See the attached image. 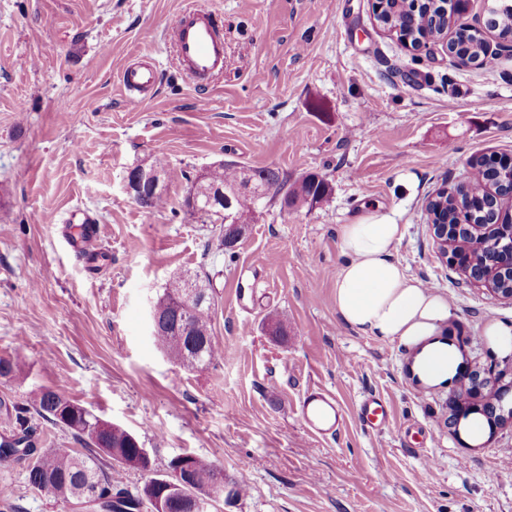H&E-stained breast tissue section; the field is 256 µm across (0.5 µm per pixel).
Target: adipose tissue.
I'll use <instances>...</instances> for the list:
<instances>
[{
  "label": "adipose tissue",
  "instance_id": "adipose-tissue-1",
  "mask_svg": "<svg viewBox=\"0 0 512 512\" xmlns=\"http://www.w3.org/2000/svg\"><path fill=\"white\" fill-rule=\"evenodd\" d=\"M402 227L366 217L341 227L348 262L336 274L334 302L342 320L357 331L415 350L427 380L442 379L453 355L439 345L448 320V298L409 281L392 259Z\"/></svg>",
  "mask_w": 512,
  "mask_h": 512
}]
</instances>
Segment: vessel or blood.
Wrapping results in <instances>:
<instances>
[{
    "instance_id": "1",
    "label": "vessel or blood",
    "mask_w": 512,
    "mask_h": 512,
    "mask_svg": "<svg viewBox=\"0 0 512 512\" xmlns=\"http://www.w3.org/2000/svg\"><path fill=\"white\" fill-rule=\"evenodd\" d=\"M175 43L177 58L190 79L200 87L224 69V39L213 15L195 4L185 6L169 33ZM158 81L155 65L139 61L127 66L122 74L123 86L131 92H150ZM299 411L305 426L314 434L335 435L340 428L342 411L335 397L327 390L312 387L300 401ZM359 417L374 426L386 419V401L371 396L359 406Z\"/></svg>"
}]
</instances>
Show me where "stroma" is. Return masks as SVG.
<instances>
[{
    "instance_id": "1",
    "label": "stroma",
    "mask_w": 512,
    "mask_h": 512,
    "mask_svg": "<svg viewBox=\"0 0 512 512\" xmlns=\"http://www.w3.org/2000/svg\"><path fill=\"white\" fill-rule=\"evenodd\" d=\"M187 0H0V438L15 406L43 388L133 433L151 472L190 454L242 485L211 512H512V425H446L459 374L499 377L512 406V352L485 334L512 325V302L446 265L424 205L469 181L475 154L512 153V55L462 66L439 46L410 51L376 26L372 0H203L224 33V71L205 89L178 68L167 33ZM149 55L159 81L127 92L125 67ZM96 101L97 111L86 109ZM165 208L126 190L155 157ZM234 161L331 188L312 209L265 202L236 247L184 205L190 180ZM103 225L88 252L61 235L71 214ZM374 215L403 225L393 258L448 298L438 341L457 362L436 384L413 378L411 352L345 324L334 280L349 257L340 227ZM206 272L223 359L176 366L149 334L166 284ZM288 321L287 336L267 317ZM344 411L339 433L297 414L312 386ZM388 402L382 431L360 402ZM29 460H0V512H78L28 480Z\"/></svg>"
}]
</instances>
